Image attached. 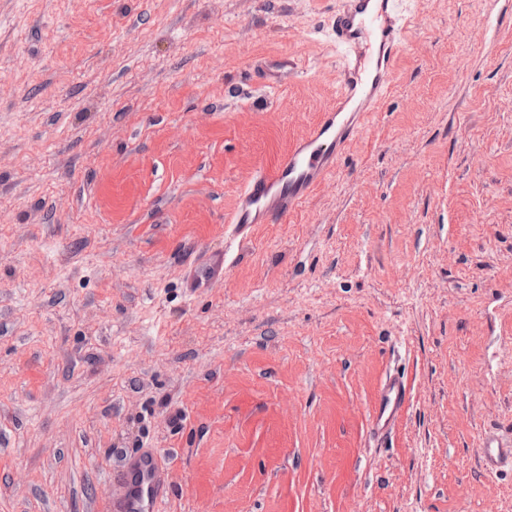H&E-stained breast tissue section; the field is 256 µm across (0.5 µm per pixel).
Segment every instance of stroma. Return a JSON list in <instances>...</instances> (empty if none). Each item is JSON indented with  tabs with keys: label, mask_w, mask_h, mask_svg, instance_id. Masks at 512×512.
Returning a JSON list of instances; mask_svg holds the SVG:
<instances>
[{
	"label": "stroma",
	"mask_w": 512,
	"mask_h": 512,
	"mask_svg": "<svg viewBox=\"0 0 512 512\" xmlns=\"http://www.w3.org/2000/svg\"><path fill=\"white\" fill-rule=\"evenodd\" d=\"M339 3L0 0V512H102L133 448L180 512H512V0H400L334 175L225 222L333 105ZM406 398V388L395 374L386 377L372 411V426L376 431L388 429L400 414Z\"/></svg>",
	"instance_id": "35a3bbf8"
}]
</instances>
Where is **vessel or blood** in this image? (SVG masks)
I'll list each match as a JSON object with an SVG mask.
<instances>
[{
	"label": "vessel or blood",
	"instance_id": "vessel-or-blood-1",
	"mask_svg": "<svg viewBox=\"0 0 512 512\" xmlns=\"http://www.w3.org/2000/svg\"><path fill=\"white\" fill-rule=\"evenodd\" d=\"M409 20L396 0H342L328 19L331 40L343 52L336 103L286 153L277 169L258 171L242 187L228 223L267 224L296 212L336 167L338 156L359 133L361 116L376 111L392 85ZM406 388L386 377L372 411L375 430L388 429L400 414ZM106 512H168L172 489L157 454L142 448L126 455L114 475Z\"/></svg>",
	"mask_w": 512,
	"mask_h": 512
}]
</instances>
